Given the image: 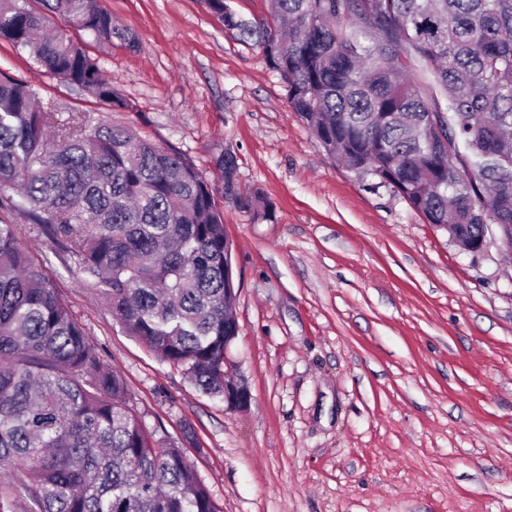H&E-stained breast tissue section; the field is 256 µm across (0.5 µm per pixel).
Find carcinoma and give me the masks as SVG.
<instances>
[{
    "mask_svg": "<svg viewBox=\"0 0 512 512\" xmlns=\"http://www.w3.org/2000/svg\"><path fill=\"white\" fill-rule=\"evenodd\" d=\"M204 3L261 48L329 157L391 185L466 251L486 249L491 224L512 244V0H269V23ZM0 40L95 102L134 109L95 49L136 40L100 0H0ZM87 124L0 72V512H219L46 268L76 267L127 334L222 398L237 330L218 199L227 188L257 218L266 206L240 192L232 154L213 158L214 187L184 154ZM17 216L52 254L22 243Z\"/></svg>",
    "mask_w": 512,
    "mask_h": 512,
    "instance_id": "obj_1",
    "label": "carcinoma"
}]
</instances>
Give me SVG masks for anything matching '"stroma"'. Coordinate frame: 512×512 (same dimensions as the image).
<instances>
[{"label": "stroma", "mask_w": 512, "mask_h": 512, "mask_svg": "<svg viewBox=\"0 0 512 512\" xmlns=\"http://www.w3.org/2000/svg\"><path fill=\"white\" fill-rule=\"evenodd\" d=\"M136 37L102 54L117 112L0 41V72L204 175L236 156L253 218L223 200L239 325L226 409L113 321L77 269L49 270L147 427L184 449L221 512H512V248L451 243L372 174L336 164L280 74L202 0H102ZM192 437H185L184 427Z\"/></svg>", "instance_id": "stroma-1"}]
</instances>
